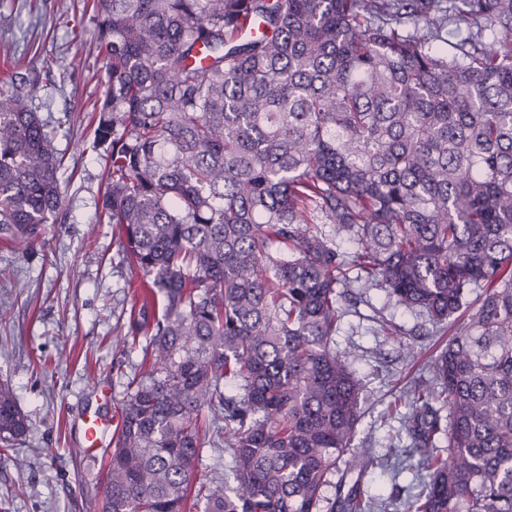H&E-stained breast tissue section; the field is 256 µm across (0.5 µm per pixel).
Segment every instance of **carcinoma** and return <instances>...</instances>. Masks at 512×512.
Wrapping results in <instances>:
<instances>
[{"instance_id": "1", "label": "carcinoma", "mask_w": 512, "mask_h": 512, "mask_svg": "<svg viewBox=\"0 0 512 512\" xmlns=\"http://www.w3.org/2000/svg\"><path fill=\"white\" fill-rule=\"evenodd\" d=\"M93 9L99 220L141 273L127 335L151 358L98 512H185L205 448L230 466L196 491L204 512H386L359 486L383 461L351 448L355 355L331 348L355 284L439 325L481 289L430 383L398 396L423 473L407 512H512V0ZM67 121L0 89V241L34 246L57 219ZM28 428L0 384V447Z\"/></svg>"}]
</instances>
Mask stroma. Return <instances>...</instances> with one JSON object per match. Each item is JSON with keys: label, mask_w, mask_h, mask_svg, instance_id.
Returning a JSON list of instances; mask_svg holds the SVG:
<instances>
[{"label": "stroma", "mask_w": 512, "mask_h": 512, "mask_svg": "<svg viewBox=\"0 0 512 512\" xmlns=\"http://www.w3.org/2000/svg\"><path fill=\"white\" fill-rule=\"evenodd\" d=\"M93 0H0V88L26 79L47 123L69 116L54 146L63 158L64 222L49 225L37 245L0 244V381L11 386L29 421L18 445L0 455V499L9 512H96L105 486L104 460L90 461L81 445V418L96 409L112 415L122 377L142 361L126 336L131 310L141 305V275L117 263L118 238L98 221L105 161L93 152L92 110L107 87L105 61L93 30ZM67 71L60 80L59 71ZM348 313L333 338L339 352L357 351L364 413L355 448L388 451L404 408L392 403L402 388L428 379V360L444 348L471 308L447 324L406 311L375 288L351 292ZM401 324V339L377 334L378 317ZM413 344L416 358L402 347ZM361 489L393 498L388 512H406L419 491L412 473L372 468Z\"/></svg>", "instance_id": "obj_1"}]
</instances>
